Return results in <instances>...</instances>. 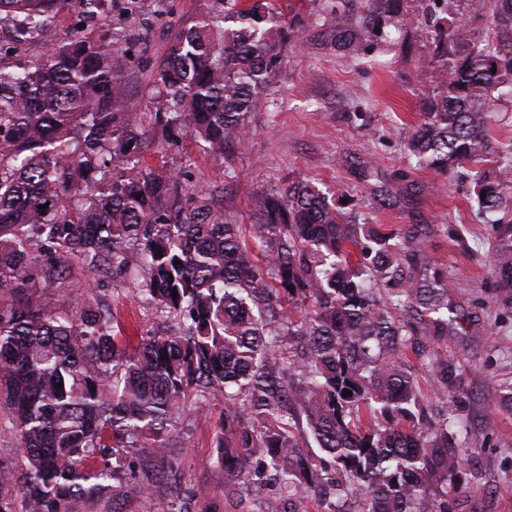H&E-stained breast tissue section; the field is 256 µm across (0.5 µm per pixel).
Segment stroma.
Segmentation results:
<instances>
[{"label": "stroma", "mask_w": 512, "mask_h": 512, "mask_svg": "<svg viewBox=\"0 0 512 512\" xmlns=\"http://www.w3.org/2000/svg\"><path fill=\"white\" fill-rule=\"evenodd\" d=\"M429 37L426 24L386 22L371 37V53L356 60L335 48L328 22L303 16L278 85L240 145L216 160L185 138L163 154L174 168L191 156L195 180L223 192L224 211L238 224H249L257 193L307 181L358 222L398 232L428 228L424 256L447 270L448 304L471 321L465 334L425 341L427 351L456 366L467 392L462 420L472 436L459 441L467 482L449 487L448 496L455 512H512V407L498 397L501 385L512 383V290H504L492 264L500 241L478 216L467 180L431 172L405 147L438 93ZM168 39L154 23L148 44L126 45L132 74L157 67ZM96 300L110 307L113 331L126 340L171 329L128 289L107 286ZM187 403L190 412L169 434L164 481L143 492L138 464L127 465L117 496H104L94 512H156L161 498L173 499L177 512H286L288 499L271 481L250 471L230 479L217 463L223 393L201 398L192 391Z\"/></svg>", "instance_id": "35a3bbf8"}]
</instances>
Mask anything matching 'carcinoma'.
I'll return each mask as SVG.
<instances>
[{
	"mask_svg": "<svg viewBox=\"0 0 512 512\" xmlns=\"http://www.w3.org/2000/svg\"><path fill=\"white\" fill-rule=\"evenodd\" d=\"M401 2L364 0L358 19L353 0L322 12L354 57L384 20L436 19L441 91L406 149L438 175L472 177L505 242L494 267L512 286V141L489 127L493 106L512 101V0H425L420 18ZM65 9L86 26L23 59L20 46ZM111 10L112 0H0V410L23 448L21 463L0 461V489L20 491L24 512H84L117 495L130 456L149 490L196 388L224 393V472L272 476L288 512H309L311 499L331 512H454L462 381L422 338L458 321L447 270L420 265L422 239L358 224L300 181L253 197L258 257L217 191L192 183L191 159L148 161L154 145L187 136L224 157L276 87L299 14L287 20L268 0H210L185 20L159 10L170 43L136 98L102 24ZM78 264L132 284L177 331L117 340L94 308L100 279L81 301L61 293ZM412 304L417 317H401ZM303 427L323 457L299 445Z\"/></svg>",
	"mask_w": 512,
	"mask_h": 512,
	"instance_id": "cac0c4a2",
	"label": "carcinoma"
}]
</instances>
